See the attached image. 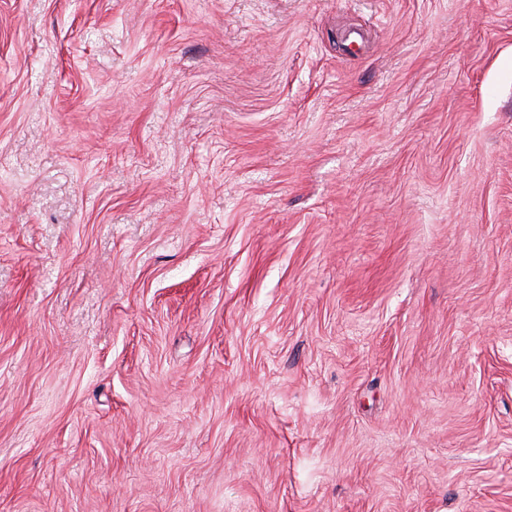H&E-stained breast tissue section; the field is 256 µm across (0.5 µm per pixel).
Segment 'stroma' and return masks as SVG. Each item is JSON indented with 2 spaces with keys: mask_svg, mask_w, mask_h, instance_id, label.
<instances>
[{
  "mask_svg": "<svg viewBox=\"0 0 512 512\" xmlns=\"http://www.w3.org/2000/svg\"><path fill=\"white\" fill-rule=\"evenodd\" d=\"M0 512H512V0H0Z\"/></svg>",
  "mask_w": 512,
  "mask_h": 512,
  "instance_id": "35a3bbf8",
  "label": "stroma"
}]
</instances>
